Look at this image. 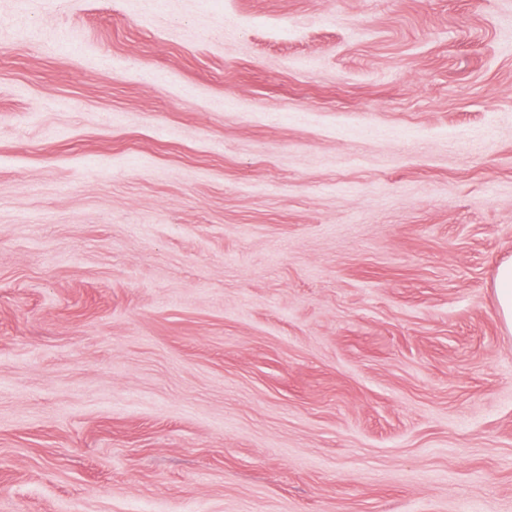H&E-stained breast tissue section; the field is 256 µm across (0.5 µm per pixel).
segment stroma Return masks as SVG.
<instances>
[{
  "instance_id": "1",
  "label": "stroma",
  "mask_w": 512,
  "mask_h": 512,
  "mask_svg": "<svg viewBox=\"0 0 512 512\" xmlns=\"http://www.w3.org/2000/svg\"><path fill=\"white\" fill-rule=\"evenodd\" d=\"M512 0H0V512H512ZM494 287L499 315L506 328L512 331V261H506L499 265Z\"/></svg>"
}]
</instances>
